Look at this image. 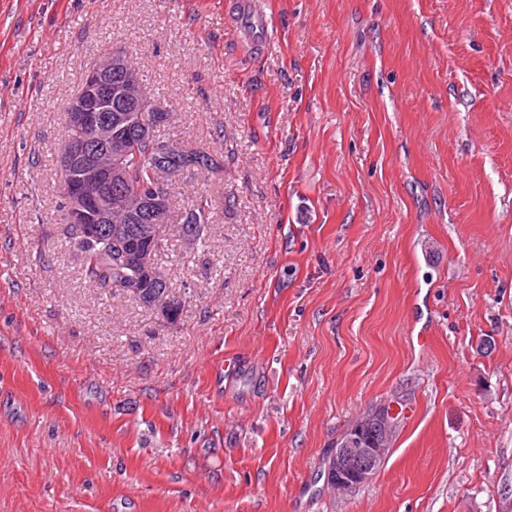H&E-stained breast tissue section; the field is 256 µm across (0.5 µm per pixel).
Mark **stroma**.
Segmentation results:
<instances>
[{"instance_id":"1","label":"stroma","mask_w":512,"mask_h":512,"mask_svg":"<svg viewBox=\"0 0 512 512\" xmlns=\"http://www.w3.org/2000/svg\"><path fill=\"white\" fill-rule=\"evenodd\" d=\"M110 45L224 159L177 190L219 206L160 258L175 325L57 233ZM390 402L384 464L328 489ZM0 512H512V0H0Z\"/></svg>"}]
</instances>
